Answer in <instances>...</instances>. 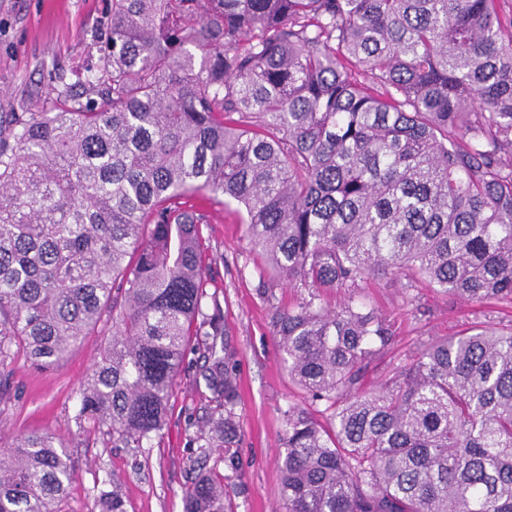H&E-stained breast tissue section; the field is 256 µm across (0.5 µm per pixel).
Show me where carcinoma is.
<instances>
[{
    "label": "carcinoma",
    "instance_id": "obj_1",
    "mask_svg": "<svg viewBox=\"0 0 512 512\" xmlns=\"http://www.w3.org/2000/svg\"><path fill=\"white\" fill-rule=\"evenodd\" d=\"M106 31L103 108L0 118V364L107 337L77 420L141 448L196 336L221 410L198 456L234 467L235 352L189 205L222 196L272 282L307 290L271 316L308 401L283 414L279 512H512V323L424 342L373 388L397 334L356 299L402 274L512 306L502 0H111ZM73 478L55 436H16L0 512H61ZM99 512H124L118 489ZM183 512H234L224 478L199 473Z\"/></svg>",
    "mask_w": 512,
    "mask_h": 512
}]
</instances>
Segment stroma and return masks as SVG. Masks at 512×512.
I'll list each match as a JSON object with an SVG mask.
<instances>
[{
	"label": "stroma",
	"instance_id": "1",
	"mask_svg": "<svg viewBox=\"0 0 512 512\" xmlns=\"http://www.w3.org/2000/svg\"><path fill=\"white\" fill-rule=\"evenodd\" d=\"M109 8V0H0V113L55 112L67 105L61 86L50 84L47 74L58 71L66 83L75 82L104 38ZM199 210L207 220V292L221 308L226 342L238 352L237 466L220 464L216 471L235 486V512H278L275 454L282 413L307 399L288 377L271 313L273 306L295 302L300 291L263 290L260 260L236 204L210 200ZM359 298L391 322L403 352L476 322H512V308H489L430 288L407 291L391 277L371 282ZM105 342L95 333L86 336L58 368L40 370L25 356L15 357L0 389V437L45 431L66 443L75 474L62 512H97L100 492L114 486L123 492L125 512H183V495L201 466L195 439L213 409L202 355L186 352L161 434L141 448H116L106 432L85 431L75 422L78 390Z\"/></svg>",
	"mask_w": 512,
	"mask_h": 512
}]
</instances>
